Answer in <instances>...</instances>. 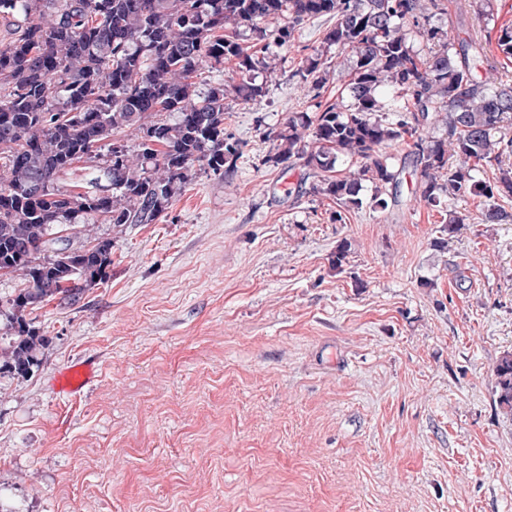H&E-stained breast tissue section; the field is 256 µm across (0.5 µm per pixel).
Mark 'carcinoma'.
<instances>
[{"label": "carcinoma", "instance_id": "carcinoma-1", "mask_svg": "<svg viewBox=\"0 0 512 512\" xmlns=\"http://www.w3.org/2000/svg\"><path fill=\"white\" fill-rule=\"evenodd\" d=\"M0 0V18L13 38L0 45V275L19 280L5 313L9 347L0 371L24 376L48 339L28 322V307L55 298L73 303L106 281L113 239L96 225L155 224L197 170L237 167L243 151L225 132L228 98L249 102L264 93L253 72L276 77L271 45L290 46L297 26L335 19L305 57L302 76L314 90L329 81L328 54H352V104L296 112L274 132L276 163L300 165L315 178L309 192L348 208L370 203L386 210L387 185L399 173L382 148L410 137V164L420 176V200L484 199L481 221L512 219L496 198L512 197V79L498 75L486 46L512 57V27L484 35L464 26L457 34L431 23L440 10L430 0ZM270 18L285 20L275 30ZM412 26L426 51L413 50L403 28ZM252 33L253 52L238 42ZM238 59L239 81L198 90L200 71ZM448 138L424 135L436 122ZM360 165L343 176L344 159ZM498 165L494 182L479 166ZM88 164L82 192L62 180ZM67 235H62V232ZM498 403L512 411V355L495 369Z\"/></svg>", "mask_w": 512, "mask_h": 512}]
</instances>
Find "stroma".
Wrapping results in <instances>:
<instances>
[{
  "label": "stroma",
  "mask_w": 512,
  "mask_h": 512,
  "mask_svg": "<svg viewBox=\"0 0 512 512\" xmlns=\"http://www.w3.org/2000/svg\"><path fill=\"white\" fill-rule=\"evenodd\" d=\"M329 25L227 100L231 176L199 171L159 223L99 225L105 283L30 310L49 342L0 373V512H512V223L477 197L426 205L409 167L382 212L274 163L292 113L351 103L348 54L321 92L301 78ZM80 360L94 382L57 393ZM498 403L512 412V355L504 356L495 369Z\"/></svg>",
  "instance_id": "stroma-1"
}]
</instances>
